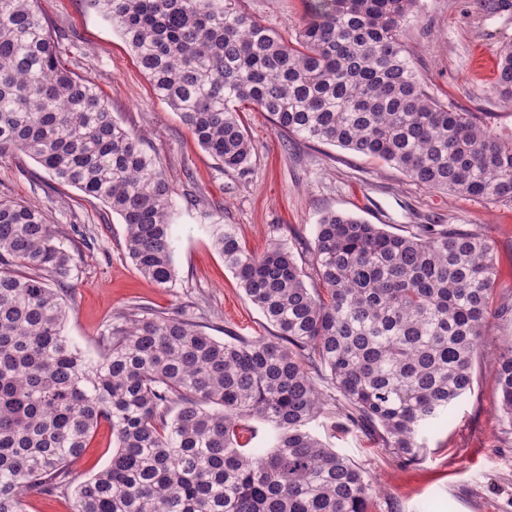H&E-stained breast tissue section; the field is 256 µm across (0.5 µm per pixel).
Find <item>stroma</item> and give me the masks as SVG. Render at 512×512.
I'll use <instances>...</instances> for the list:
<instances>
[{"label": "stroma", "instance_id": "stroma-1", "mask_svg": "<svg viewBox=\"0 0 512 512\" xmlns=\"http://www.w3.org/2000/svg\"><path fill=\"white\" fill-rule=\"evenodd\" d=\"M238 9L286 36L308 14V0H234ZM62 58L90 78L113 119L140 135L142 147L171 179L175 287L161 288L135 270L119 215L61 183L34 159L0 156V197L40 207L77 260L64 334L98 358L107 328L144 307L199 324L216 339L258 338L273 327L251 303L215 249L211 225H233L242 246L262 253L281 241L299 265L325 212L351 214L395 233L418 224H459L488 234L499 271L496 301L512 298V204L460 197L410 181L396 167L338 146L282 136L268 113L242 104L252 168L224 170L179 115L158 99L121 33L89 0H38ZM403 40L425 90L489 131L512 138V98L495 89L497 53L512 43V5L498 0H420ZM495 385L485 357L474 364V390L446 425L428 434L415 462L356 428L314 431L350 456L383 487L368 512H512V433L493 413ZM112 434L100 426L73 478L81 482L112 458Z\"/></svg>", "mask_w": 512, "mask_h": 512}]
</instances>
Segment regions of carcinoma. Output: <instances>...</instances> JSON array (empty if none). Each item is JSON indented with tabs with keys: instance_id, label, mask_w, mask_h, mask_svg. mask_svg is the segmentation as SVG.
<instances>
[{
	"instance_id": "cac0c4a2",
	"label": "carcinoma",
	"mask_w": 512,
	"mask_h": 512,
	"mask_svg": "<svg viewBox=\"0 0 512 512\" xmlns=\"http://www.w3.org/2000/svg\"><path fill=\"white\" fill-rule=\"evenodd\" d=\"M90 2L226 170L250 172L248 103L287 135L383 161L429 189L512 204V143L417 78L402 35L418 0H311L290 38L232 0ZM37 3L0 0V155L23 152L109 207L139 274L170 288L169 178L92 80L65 67ZM496 86L512 95V44L498 51ZM212 228L275 333L219 341L187 319L132 312L92 360L63 334L74 256L43 210L0 199V512H26L33 488L66 491L103 422L111 462L76 485L71 512H366L379 486L312 424L370 428L415 461L472 393L498 279L486 234L450 224L395 234L328 213L308 272L282 242L255 255L232 225ZM490 367L510 431L512 340ZM253 421L268 426L265 448L253 446Z\"/></svg>"
}]
</instances>
